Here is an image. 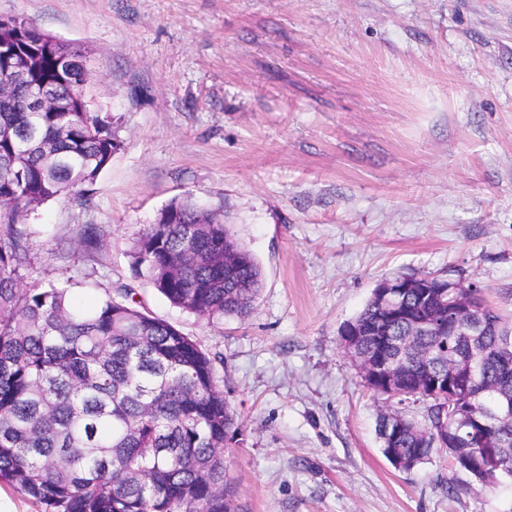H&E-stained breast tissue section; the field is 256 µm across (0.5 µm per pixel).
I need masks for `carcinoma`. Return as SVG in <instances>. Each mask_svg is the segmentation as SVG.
Masks as SVG:
<instances>
[{
    "label": "carcinoma",
    "mask_w": 512,
    "mask_h": 512,
    "mask_svg": "<svg viewBox=\"0 0 512 512\" xmlns=\"http://www.w3.org/2000/svg\"><path fill=\"white\" fill-rule=\"evenodd\" d=\"M0 85L8 86L13 60L34 52V82L55 87L66 112H0V484L45 507V512H236L224 470V439L238 429L216 362L167 321L136 306L134 289L104 290L87 307L71 288H96L82 271L67 285L26 281L31 231L26 217L48 201L92 185L120 149L112 118L93 111L89 83L71 93L64 54L84 55L21 19L0 26ZM204 216L190 198L163 207L130 241L133 278L150 284L170 305L210 323L244 319L263 286L262 268L240 243L224 214ZM443 288H410L403 314L392 319L370 298L350 323L374 336H352L354 358L372 357L409 341L400 390L429 402L420 424L389 408L378 415L382 451L393 448L409 470L440 451L441 390L430 382L448 372L451 357L471 363L485 441L463 453L482 468L491 447L512 482V420L497 419L502 399L512 402V319L486 305L487 333L473 341L439 328L448 305ZM427 322L432 328L415 327ZM401 419L393 439L386 421Z\"/></svg>",
    "instance_id": "obj_1"
}]
</instances>
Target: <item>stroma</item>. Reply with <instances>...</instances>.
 <instances>
[{"label":"stroma","mask_w":512,"mask_h":512,"mask_svg":"<svg viewBox=\"0 0 512 512\" xmlns=\"http://www.w3.org/2000/svg\"><path fill=\"white\" fill-rule=\"evenodd\" d=\"M10 16L88 53L122 141L86 199L28 216L31 276L132 285L221 354L237 512H512L508 484L449 495L445 451L395 467L341 346L385 278L474 282L512 313V0H0ZM185 197L259 261L248 318L134 280L130 238Z\"/></svg>","instance_id":"35a3bbf8"}]
</instances>
